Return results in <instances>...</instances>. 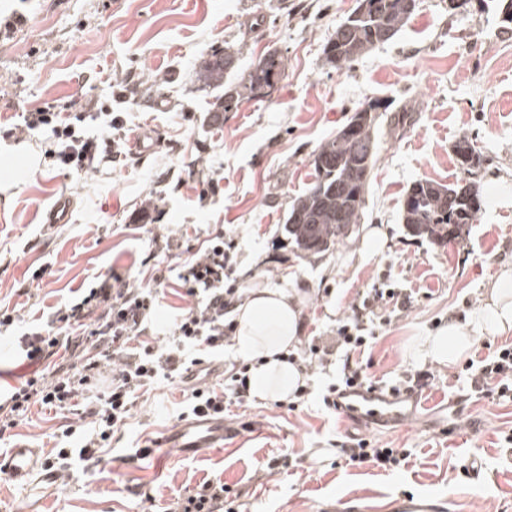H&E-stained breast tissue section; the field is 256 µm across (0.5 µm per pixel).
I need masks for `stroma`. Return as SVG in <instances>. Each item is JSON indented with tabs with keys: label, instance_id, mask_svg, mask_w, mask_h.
Returning a JSON list of instances; mask_svg holds the SVG:
<instances>
[{
	"label": "stroma",
	"instance_id": "obj_1",
	"mask_svg": "<svg viewBox=\"0 0 512 512\" xmlns=\"http://www.w3.org/2000/svg\"><path fill=\"white\" fill-rule=\"evenodd\" d=\"M356 0H0V17L21 24L0 38V125L49 105L80 112L108 105L112 136L126 149L140 133L155 148L96 171L72 174L44 154L46 136H24L26 159L0 150V314L14 319L0 336V393L10 394L46 364L29 363L22 334L44 322L79 288L114 270L147 286L215 229L234 241L240 290L282 288L304 298L302 344L335 348L336 324L380 276L411 297L366 349L368 377L394 385L426 367L409 352L419 336L448 322L468 326L502 266L512 265V33L502 31L501 0H417L397 36L340 71L322 65L323 47ZM234 52L248 68L266 52L284 57L271 94L216 118L219 88L195 71L212 51ZM379 113L378 153L359 226L333 250L300 252L282 226L312 181L320 145L370 100ZM411 110V125H394ZM468 137L481 157L464 173L454 143ZM473 182L482 211L468 235L438 244L408 234L401 199L417 180ZM72 206L62 224L46 214L58 197ZM388 234L361 248L367 229ZM42 279H33L37 269ZM188 301L175 277L163 285L148 339L164 344ZM462 363L435 368L426 406L398 429L348 422L318 396L333 368L309 369L307 401L295 410L274 400L231 408L224 422L241 433L223 447L177 455L162 442L182 407L183 385L166 379L140 397L101 463L73 465L50 494L32 496L0 482V512H173L206 481L240 492L237 512H322L354 496L398 497L468 489L459 512H512V401L470 399L449 406ZM71 411L32 406L0 437V453L23 442L50 454ZM352 438L407 448L408 465L390 472L337 463ZM480 457L481 471L468 470Z\"/></svg>",
	"mask_w": 512,
	"mask_h": 512
}]
</instances>
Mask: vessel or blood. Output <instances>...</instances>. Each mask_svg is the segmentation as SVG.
Returning a JSON list of instances; mask_svg holds the SVG:
<instances>
[{
  "label": "vessel or blood",
  "mask_w": 512,
  "mask_h": 512,
  "mask_svg": "<svg viewBox=\"0 0 512 512\" xmlns=\"http://www.w3.org/2000/svg\"><path fill=\"white\" fill-rule=\"evenodd\" d=\"M420 391L407 392L399 396H387L378 392H357L354 399L342 404V412L361 422H388L399 425L408 418L419 414L422 407ZM227 430L223 420L196 419L180 423L171 433L182 453L201 448H220L224 445ZM0 478L14 485L47 486L56 488V470L45 463L40 449L25 444L12 448L9 456H0ZM467 490L452 494L422 493L416 496L390 498L383 506V512H446L449 505L463 502Z\"/></svg>",
  "instance_id": "vessel-or-blood-1"
}]
</instances>
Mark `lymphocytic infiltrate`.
Returning a JSON list of instances; mask_svg holds the SVG:
<instances>
[{
	"mask_svg": "<svg viewBox=\"0 0 512 512\" xmlns=\"http://www.w3.org/2000/svg\"><path fill=\"white\" fill-rule=\"evenodd\" d=\"M23 128L49 129L47 153L68 171L82 173L122 155L112 145V122L108 119L103 121V134L98 138L81 135L69 113L49 108L25 113ZM232 259L231 251L224 246V233L218 230L208 234L190 257L177 263V280L192 303L176 317L171 337L161 349L151 346L145 336L165 274H153V285L147 288L131 285L113 272L88 295L58 308L38 331L24 337L25 358L31 362L47 360L65 349L72 360L61 373L30 378L6 398L8 412L0 418V436L14 428L17 416L30 406L72 408L80 422L66 425L60 438L63 442L76 439L78 445L57 448L47 464L64 478L72 461H80L88 469L97 466L100 449L111 447L114 433L129 418L139 392L158 378H176L201 365L200 350L223 351L234 332L231 313L239 298L236 286L227 281ZM409 300L400 289L379 283L365 292L361 303L352 306L350 315L336 329L343 353L337 365L338 381L323 397L327 408L338 409L337 399L345 393L377 390L360 356L377 330L389 324L388 309L405 307ZM248 369L244 360L232 369L226 393L192 389L178 419L218 418L223 416L226 402L243 403L248 392ZM511 393L512 345L489 346L471 377L470 394L504 398ZM336 455L348 465L371 463L386 470L405 465L409 457L406 449L380 448L365 439L337 449ZM231 494L227 485L206 482L180 499L175 512H224Z\"/></svg>",
	"mask_w": 512,
	"mask_h": 512,
	"instance_id": "lymphocytic-infiltrate-1",
	"label": "lymphocytic infiltrate"
}]
</instances>
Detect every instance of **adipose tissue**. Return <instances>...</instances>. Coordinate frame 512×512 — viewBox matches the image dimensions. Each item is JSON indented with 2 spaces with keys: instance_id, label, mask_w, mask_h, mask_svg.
<instances>
[{
  "instance_id": "obj_1",
  "label": "adipose tissue",
  "mask_w": 512,
  "mask_h": 512,
  "mask_svg": "<svg viewBox=\"0 0 512 512\" xmlns=\"http://www.w3.org/2000/svg\"><path fill=\"white\" fill-rule=\"evenodd\" d=\"M233 348L251 359L249 386L258 399H274L294 392L304 381L297 365L287 362L290 348L303 334L304 302L281 288L248 289L236 304ZM512 333V267H502L486 289L468 329L456 324L419 338L416 352L447 367L464 356L481 336Z\"/></svg>"
}]
</instances>
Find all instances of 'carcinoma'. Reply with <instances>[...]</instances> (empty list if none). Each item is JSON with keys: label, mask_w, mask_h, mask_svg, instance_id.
I'll list each match as a JSON object with an SVG mask.
<instances>
[{"label": "carcinoma", "mask_w": 512, "mask_h": 512, "mask_svg": "<svg viewBox=\"0 0 512 512\" xmlns=\"http://www.w3.org/2000/svg\"><path fill=\"white\" fill-rule=\"evenodd\" d=\"M415 0H357V6L337 27L323 49L324 65L341 70L374 46L391 40L414 13ZM231 52L215 54L202 61L196 78L206 86L224 85V74L235 69ZM284 59L270 52L240 73L224 90L218 112H236L246 100L267 97L284 72ZM386 101L368 103L370 115L358 109L336 135L327 139L313 155L314 181L298 196L289 210L283 229L305 254L326 252L344 239L342 224L360 223L369 180L361 178L365 167H374L376 157L374 112L388 110ZM355 125L353 137L346 128ZM457 162L466 171L480 163V155L463 137L455 145ZM469 184L444 186L430 180H416L406 190L403 221L414 236H426L446 244L466 233L476 223L482 204H473Z\"/></svg>", "instance_id": "cac0c4a2"}]
</instances>
